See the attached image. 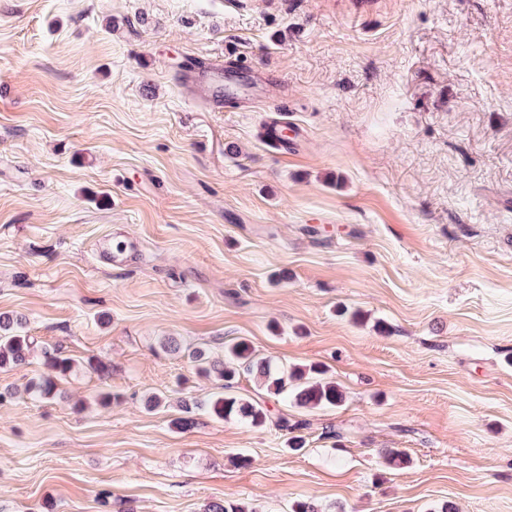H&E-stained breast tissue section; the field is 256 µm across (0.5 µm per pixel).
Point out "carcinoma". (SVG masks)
Returning <instances> with one entry per match:
<instances>
[{"label": "carcinoma", "mask_w": 512, "mask_h": 512, "mask_svg": "<svg viewBox=\"0 0 512 512\" xmlns=\"http://www.w3.org/2000/svg\"><path fill=\"white\" fill-rule=\"evenodd\" d=\"M37 346L35 338L23 331L22 320L10 316L0 317V367L20 365ZM46 373L30 382L28 392L51 399L57 393V380L72 373L75 360L64 355L61 349L41 347ZM187 356L198 372L221 382L222 391L206 400L183 399V417L176 421L181 429L194 425L195 416L207 413L215 418H238L252 427L262 428L271 421L269 409L262 399H243L230 394L238 378L251 375L261 381L266 393L297 408L315 409L337 407L344 401L340 386L322 379L324 370L317 365H296L281 370L271 360L259 358L244 340L224 343V358L215 359L203 348L187 350Z\"/></svg>", "instance_id": "1"}]
</instances>
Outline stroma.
<instances>
[{
  "label": "stroma",
  "mask_w": 512,
  "mask_h": 512,
  "mask_svg": "<svg viewBox=\"0 0 512 512\" xmlns=\"http://www.w3.org/2000/svg\"><path fill=\"white\" fill-rule=\"evenodd\" d=\"M202 55L219 112L179 83ZM0 314L81 364L49 400L40 352L0 368V512H512V0H0ZM167 337L345 400L267 399L299 451L178 429L218 383ZM203 66L181 75L180 81L195 89L199 97L214 107L224 104V96L237 95V89L231 85H224V63L217 58L202 57Z\"/></svg>",
  "instance_id": "stroma-1"
}]
</instances>
